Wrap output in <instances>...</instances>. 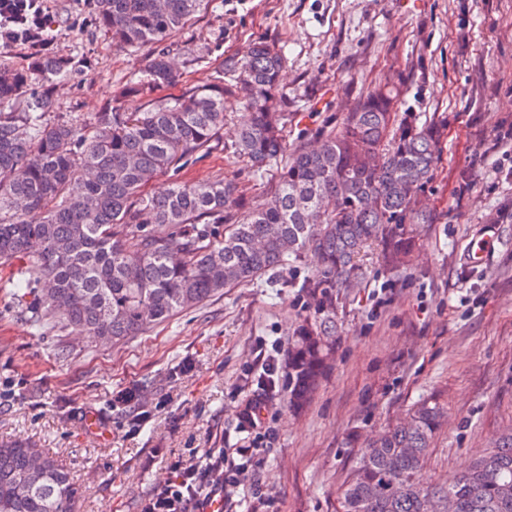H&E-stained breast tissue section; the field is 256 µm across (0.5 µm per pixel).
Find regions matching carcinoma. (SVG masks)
<instances>
[{"label": "carcinoma", "mask_w": 512, "mask_h": 512, "mask_svg": "<svg viewBox=\"0 0 512 512\" xmlns=\"http://www.w3.org/2000/svg\"><path fill=\"white\" fill-rule=\"evenodd\" d=\"M201 2L102 0L97 23L117 48L158 46ZM283 65L274 45L259 42L224 59L213 79L163 98L155 91L177 74L159 51L86 122L50 120L64 58L39 51L25 66L0 63V108H9L0 111V266L38 247L22 274L35 324L126 341L311 253L318 269L303 287L316 309L288 342V407L305 406L338 334L336 302L359 283L363 254L376 246L386 266L399 268L412 248L409 225L436 223L415 199L433 175L443 124L398 111L403 86L388 85L367 92L317 147L299 140L290 148L288 113L279 109ZM129 95L145 98L143 111L123 110ZM226 97L249 111L231 153L257 172L282 164L266 198L246 206L222 177L174 179L164 193H148L156 177L218 148ZM443 424L444 407L430 397L367 440L341 486L339 512H425L430 498L451 500L453 512H512V427L466 472L421 483ZM81 494L44 450L0 444V512H75Z\"/></svg>", "instance_id": "cac0c4a2"}]
</instances>
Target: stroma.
<instances>
[{
    "mask_svg": "<svg viewBox=\"0 0 512 512\" xmlns=\"http://www.w3.org/2000/svg\"><path fill=\"white\" fill-rule=\"evenodd\" d=\"M96 16L77 0L51 2L53 49L71 69L55 86L60 116L93 118L152 53L116 49ZM258 41L285 58L292 141L339 126L384 82H404L401 111L445 125L421 196L441 220L414 225L405 268L365 260L360 287L336 308V347L308 408L289 411L287 378L271 395L274 436L257 472L268 506L239 488L234 498L241 512H336L361 445L431 396L446 418L422 481L441 483L512 424V143L499 138L512 130V0H205L165 45L178 80L160 95L210 80ZM217 177L253 203L270 179L221 150L179 174L189 184ZM492 224L487 259L468 263ZM315 270L303 257L120 344L37 326L19 274L0 271V442L55 455L83 489L77 512H141L170 456L253 440L238 418L257 381L249 368L308 314L302 283ZM90 414L101 436L85 429Z\"/></svg>",
    "mask_w": 512,
    "mask_h": 512,
    "instance_id": "obj_1",
    "label": "stroma"
}]
</instances>
